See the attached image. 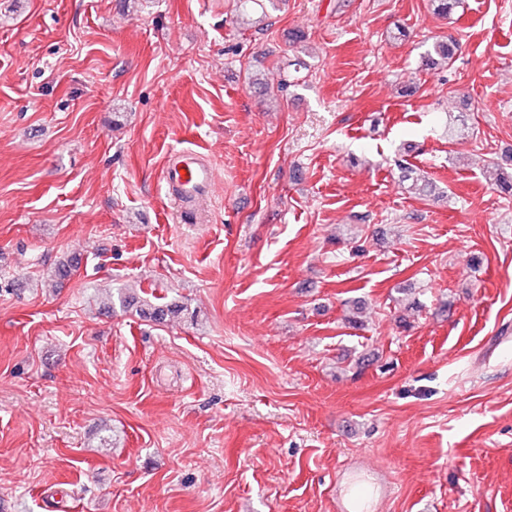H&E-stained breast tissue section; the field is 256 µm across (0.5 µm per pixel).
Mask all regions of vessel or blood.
<instances>
[{
  "mask_svg": "<svg viewBox=\"0 0 512 512\" xmlns=\"http://www.w3.org/2000/svg\"><path fill=\"white\" fill-rule=\"evenodd\" d=\"M216 180L217 172L212 165L191 149L183 150L168 160L161 173L164 191L177 203L179 217L186 224L197 222L192 205L211 193Z\"/></svg>",
  "mask_w": 512,
  "mask_h": 512,
  "instance_id": "1",
  "label": "vessel or blood"
}]
</instances>
